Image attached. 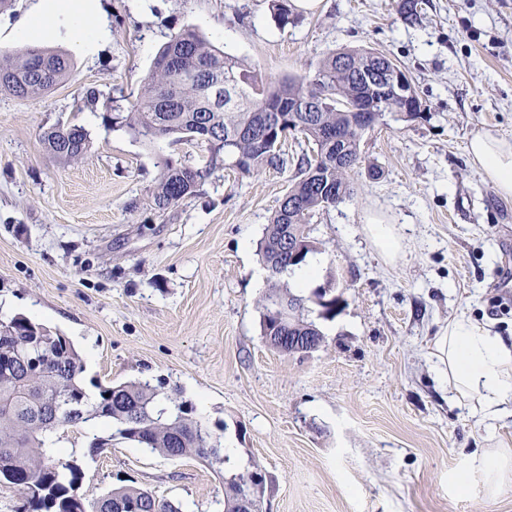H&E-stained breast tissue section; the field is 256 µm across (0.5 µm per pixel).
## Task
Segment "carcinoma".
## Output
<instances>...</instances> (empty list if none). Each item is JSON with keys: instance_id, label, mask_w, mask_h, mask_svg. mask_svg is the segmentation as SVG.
Masks as SVG:
<instances>
[{"instance_id": "1", "label": "carcinoma", "mask_w": 512, "mask_h": 512, "mask_svg": "<svg viewBox=\"0 0 512 512\" xmlns=\"http://www.w3.org/2000/svg\"><path fill=\"white\" fill-rule=\"evenodd\" d=\"M395 68L388 56L367 47L329 53L313 74L270 81L246 60L224 52L196 30L172 36L156 55L141 95L125 112L110 117L145 141L173 138L206 146L209 163L175 164L165 161L152 188L153 209L164 212L194 195L200 181L222 161L224 167L251 175L263 170L284 171L290 160L281 149L288 131L304 135L311 149L295 163L291 183L259 243L269 271L268 292L260 299L262 335L269 345L288 352V337L322 332L305 320L308 302L279 284V276L306 262L318 250L311 238L314 216L352 197L349 171L360 163V141L370 125L353 105L363 102L386 114L404 105L393 92H384L375 71ZM70 72L65 54L28 46L0 60V92L26 99L41 96L64 81ZM308 102L309 112L292 107ZM41 140L59 159L76 160L90 146L80 125L54 126ZM304 243L300 258L288 253V242ZM273 301L291 302L299 313L275 324L269 315ZM32 321L17 316L0 322L5 347L0 356V479L19 492L21 512H181L172 502L159 500L138 488H116L90 501L77 493L79 465L55 447L56 431L104 418L106 437L94 449L124 440L171 458L193 456L210 466H223L228 457L209 444V434L192 417L193 407L162 396L147 382L116 386L96 385L97 402H89L81 374V358L63 336L44 330L30 335Z\"/></svg>"}]
</instances>
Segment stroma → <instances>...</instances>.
<instances>
[{
  "instance_id": "obj_1",
  "label": "stroma",
  "mask_w": 512,
  "mask_h": 512,
  "mask_svg": "<svg viewBox=\"0 0 512 512\" xmlns=\"http://www.w3.org/2000/svg\"><path fill=\"white\" fill-rule=\"evenodd\" d=\"M112 38L95 54L65 53L68 79L49 93L0 92V321L23 315L80 352L85 387L165 383L238 467L271 483L265 512H512V471L488 496L472 457L512 454V418L489 427L450 400L429 359L459 314L512 343V315L490 297L512 278V198L501 197L466 150L476 133L512 141V0H419V23L399 0H317L281 24L273 0H100ZM193 28L277 81L330 52L371 47L410 78L421 118L377 124L361 140L352 198L321 213L314 280L303 296L341 282V309L304 311L318 349L285 354L265 342L259 297L268 279L258 244L289 173L213 168L165 213L149 206L166 160L205 164L189 142L136 139L114 109L140 93L159 49ZM96 89L95 104L86 92ZM78 124V160L40 136ZM381 174L371 177L369 166ZM395 225L387 258L364 232ZM93 500L136 487L181 512H224V481L193 457L171 459L129 442L90 452L89 425L58 432ZM467 484H460V474Z\"/></svg>"
}]
</instances>
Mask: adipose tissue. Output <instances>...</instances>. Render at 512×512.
Masks as SVG:
<instances>
[{"mask_svg": "<svg viewBox=\"0 0 512 512\" xmlns=\"http://www.w3.org/2000/svg\"><path fill=\"white\" fill-rule=\"evenodd\" d=\"M48 31L76 38L88 53L111 38L94 0H33L26 23L13 36L27 43ZM467 153L501 196L512 197V141L477 133L469 140ZM432 356L449 389L474 400V411L482 420L493 422L512 413V347L486 326L457 316L435 338Z\"/></svg>", "mask_w": 512, "mask_h": 512, "instance_id": "obj_1", "label": "adipose tissue"}]
</instances>
